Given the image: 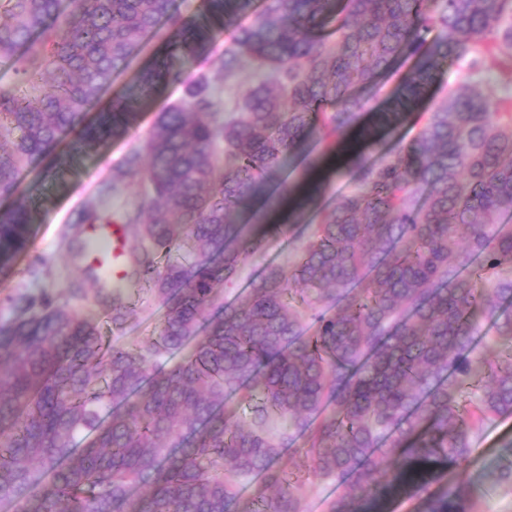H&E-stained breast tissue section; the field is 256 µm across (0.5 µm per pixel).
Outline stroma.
<instances>
[{
    "label": "stroma",
    "instance_id": "obj_1",
    "mask_svg": "<svg viewBox=\"0 0 512 512\" xmlns=\"http://www.w3.org/2000/svg\"><path fill=\"white\" fill-rule=\"evenodd\" d=\"M169 33L168 26L163 24L142 40L126 70L115 75L111 86L101 94L97 107L87 109V119H94L98 108L107 107L124 95L144 69L168 54ZM232 35L229 29L218 31L208 59L185 67L189 76L205 74L215 92L229 106L262 78L258 69L248 65L235 78L225 79L220 60ZM183 96L181 84H161L137 112L124 134L107 138L95 152L77 158L69 171L57 173L49 155L33 159L22 169L20 192L9 198H0V214L25 205L34 210L35 222L28 226L22 246L7 259V275H0V325L14 318L10 298L17 292L25 291L36 297L47 293L63 303L71 301L76 289L85 287L81 270L72 263L63 245V237L71 228L74 213L95 196L113 168L138 148L158 115L181 101ZM318 180L321 185L319 199L316 205L307 207L302 224L287 235L270 238L261 251L245 258L232 283L224 289L225 300L231 301L244 294L250 282L267 266H291L306 243L308 225L317 223L323 210L351 188V178L341 162L333 171L319 175ZM42 259L50 262L52 274L42 282H31L28 269ZM159 318L156 304L145 294L122 330H113L107 323L103 331L113 344L132 346L152 333ZM509 459H512V416H505L487 422L476 438L470 456L446 468L444 477L448 482L472 491L480 500L481 512H512V485L495 481L500 466Z\"/></svg>",
    "mask_w": 512,
    "mask_h": 512
}]
</instances>
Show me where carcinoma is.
Returning <instances> with one entry per match:
<instances>
[{
  "label": "carcinoma",
  "mask_w": 512,
  "mask_h": 512,
  "mask_svg": "<svg viewBox=\"0 0 512 512\" xmlns=\"http://www.w3.org/2000/svg\"><path fill=\"white\" fill-rule=\"evenodd\" d=\"M0 0V51L16 84L0 87V197L52 153L126 132L163 82L185 85L143 146L112 170L101 195L135 180L147 200L122 216L87 206L75 224H117L139 239L108 292L112 326L143 287L162 309L133 348L105 340L95 318L50 297L17 293L0 327V501L14 512H301L314 481L345 484L327 512L399 492L423 512H479L450 486L425 495L438 464L465 460L485 421L512 416V351L488 360L474 335L490 319L512 341V97L481 78L485 57L512 85V0H205L184 17L173 0ZM167 20L170 53L134 90L83 123L141 39ZM224 77L251 59L264 79L221 107L204 75L173 60L207 59L217 31ZM405 56L400 89L361 136L376 140L416 110L445 68L457 85L414 137L372 160L348 147L353 188L310 225L299 260L270 266L224 301L242 260L269 234L250 232L311 182L358 118L357 87ZM301 155L294 184L282 178ZM34 213L0 215V255ZM181 358L166 368L160 360ZM472 408L460 405L464 386ZM245 403L249 416L235 405ZM279 417L293 433H270ZM301 447H294L296 438ZM290 449L291 468L279 465ZM398 464L389 478L382 463ZM259 478L245 497L240 485Z\"/></svg>",
  "instance_id": "cac0c4a2"
}]
</instances>
